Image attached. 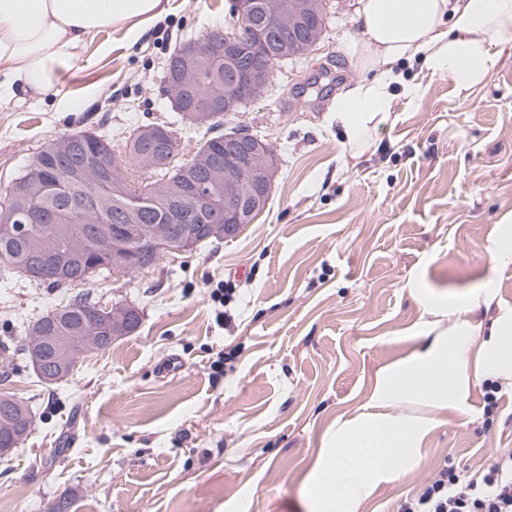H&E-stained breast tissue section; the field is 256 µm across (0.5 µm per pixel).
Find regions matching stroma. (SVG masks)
<instances>
[{"label":"stroma","instance_id":"stroma-1","mask_svg":"<svg viewBox=\"0 0 512 512\" xmlns=\"http://www.w3.org/2000/svg\"><path fill=\"white\" fill-rule=\"evenodd\" d=\"M229 5L169 0L136 43L96 34L95 64L62 76L83 111H61L51 94L35 105L1 98L0 195L54 138L97 131L119 150L132 129L177 121L163 92L168 55L223 28ZM357 6L328 0L316 49L280 65L235 116L278 159L253 223L86 285L100 304L136 307L135 332L43 388L20 355L21 325L77 289L0 281L4 389L37 417L0 460V512H46L63 495L70 512H315L313 474L337 422L371 412L382 378L447 330L426 306L489 289L492 308L473 314L486 327L512 307V265L492 255L500 225H512V44L465 96L421 62L400 65L420 94L397 93L354 158L326 117L363 76L347 55ZM105 41L112 51L98 56ZM228 280L231 301L214 302ZM501 385L493 411L479 379L466 413L433 412L405 474L381 479L356 512H395L443 465L475 470L512 448V379Z\"/></svg>","mask_w":512,"mask_h":512}]
</instances>
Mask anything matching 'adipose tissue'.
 Instances as JSON below:
<instances>
[{
  "instance_id": "obj_1",
  "label": "adipose tissue",
  "mask_w": 512,
  "mask_h": 512,
  "mask_svg": "<svg viewBox=\"0 0 512 512\" xmlns=\"http://www.w3.org/2000/svg\"><path fill=\"white\" fill-rule=\"evenodd\" d=\"M165 11L163 0H0V95L39 101L53 94L61 109H79L80 101L62 96L61 77L90 66V36L113 28L136 42ZM356 22L350 59L369 77L339 95L328 115L355 158L369 131L389 118L400 62L422 61L461 93L487 80L494 47L512 41V0H359ZM492 299L481 290L463 306L429 307L450 323L449 348L433 346L391 370L374 392L377 412L337 426L315 477L325 487L320 512H354L378 479L402 475L431 413L460 408L472 381L512 377V309L500 310L487 333L462 316ZM404 401L419 404L420 415H392Z\"/></svg>"
}]
</instances>
